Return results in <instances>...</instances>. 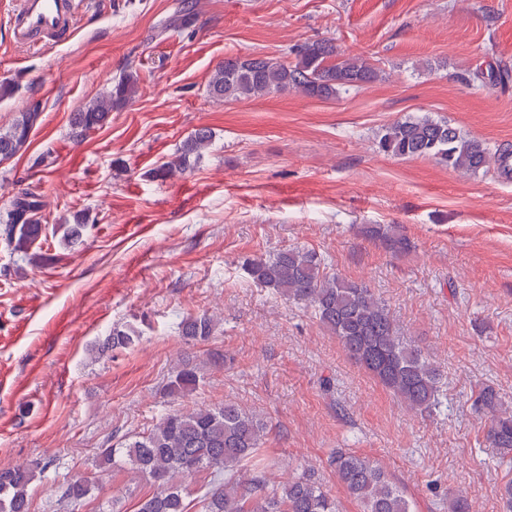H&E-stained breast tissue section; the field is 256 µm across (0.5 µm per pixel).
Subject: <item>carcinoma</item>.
<instances>
[{
	"label": "carcinoma",
	"mask_w": 512,
	"mask_h": 512,
	"mask_svg": "<svg viewBox=\"0 0 512 512\" xmlns=\"http://www.w3.org/2000/svg\"><path fill=\"white\" fill-rule=\"evenodd\" d=\"M195 21L194 5L184 6L167 22L165 30H182ZM294 61L260 56L227 59L212 72L208 96L217 101L258 99L288 91L328 99L342 89L373 82L376 68L357 57H336L329 42H311L289 51ZM506 71L479 68L467 80L482 86L509 81ZM137 93V76L123 75L106 93L72 113L70 137L80 141L86 132L103 126L114 110L131 102ZM42 115L40 104L27 111L6 129L0 130V160H8L26 149L32 130ZM207 127L195 129L180 152L155 171L165 179L183 173L190 158L203 156L212 143ZM378 148L402 158L429 157L464 174L500 167L511 150L491 151L486 144L464 133L446 120L428 114L408 115L387 126ZM40 200L28 189L19 191L6 216L0 219V234L13 250L35 262L46 264L53 257L35 251L43 227L38 217ZM88 224L87 216L76 214L70 224H61L65 247L77 245ZM364 233L385 249L404 252L407 240L392 225L375 224ZM253 282L290 301L311 307L320 323L338 340L345 356L377 379L415 414L436 407L442 369L429 360L413 341L398 334L384 301L364 283L326 271V263L313 249L283 248L247 263ZM217 327L212 314L188 315L180 322L185 343L196 346L209 340ZM139 339L131 329L115 328L105 348L127 349ZM204 370L186 363L172 375L166 390L184 396L198 388ZM475 411L486 418L485 441L503 456L512 454V404L491 386L481 387L474 400ZM267 424L257 414L233 402L214 406H185L164 414L147 432L99 449L98 466L127 464L141 476L152 492L137 503L136 512H340L335 495L325 490L311 471L285 482H274L260 452ZM343 490L361 505V512H413L404 491L396 486L369 458L340 450L330 460ZM48 468V462H33L0 469V512H29L33 483ZM210 472V480L197 503L187 500L185 481L198 472ZM95 487L81 476L64 482L62 497L84 502Z\"/></svg>",
	"instance_id": "cac0c4a2"
}]
</instances>
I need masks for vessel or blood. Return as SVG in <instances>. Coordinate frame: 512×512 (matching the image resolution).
Wrapping results in <instances>:
<instances>
[{
  "instance_id": "obj_1",
  "label": "vessel or blood",
  "mask_w": 512,
  "mask_h": 512,
  "mask_svg": "<svg viewBox=\"0 0 512 512\" xmlns=\"http://www.w3.org/2000/svg\"><path fill=\"white\" fill-rule=\"evenodd\" d=\"M91 0H14L7 16L9 40L22 49L68 41Z\"/></svg>"
}]
</instances>
